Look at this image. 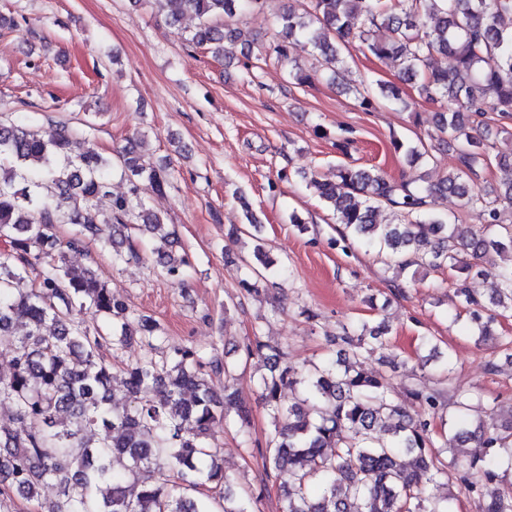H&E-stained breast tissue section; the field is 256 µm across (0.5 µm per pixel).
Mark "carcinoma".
<instances>
[{"instance_id": "carcinoma-1", "label": "carcinoma", "mask_w": 512, "mask_h": 512, "mask_svg": "<svg viewBox=\"0 0 512 512\" xmlns=\"http://www.w3.org/2000/svg\"><path fill=\"white\" fill-rule=\"evenodd\" d=\"M201 19L188 42L224 55V41L250 44L228 20L262 7L266 0H164ZM281 40L268 51L288 63L301 48L321 58L339 76L340 48L356 41L377 59L391 61L404 81H416L420 99L435 108L430 144L392 139L394 150L411 163L429 164L451 151L454 168L435 182L411 184L372 169L336 167L335 179L313 180L320 198L352 238L385 253L389 262L416 277L419 270L458 273L454 288L468 315V328L482 342L495 335L498 312L512 313V259L500 267L489 300L469 281L483 276L493 253L512 256V155L492 154V132H512V0H305L302 11L278 18ZM384 28L389 38L380 40ZM440 53L444 68L429 61ZM359 107L373 112L380 97H391L407 111L411 103L393 88L355 90ZM67 130L45 137L28 124L0 121V336L13 337L11 371L0 374V404L11 413L0 418V512H15V500L37 503V512H256L257 501L232 486L220 449L210 442L214 427L235 410L245 431L251 409L231 390L235 366L195 348L161 350L157 323L133 320L118 295L90 268L78 270L67 254L85 241L112 246V263L140 260L128 231L171 236L163 217L146 208L142 194H162L167 168L153 166L134 139L103 156L83 148ZM493 168L496 194L482 187ZM120 173L129 194L112 195ZM459 199V213L435 210L443 194ZM110 198V209L99 201ZM385 206L395 224H380ZM471 216L480 226L467 223ZM62 224L78 226L70 238ZM127 249H122V246ZM243 263L244 291H257L269 275L285 277L288 266L271 259L256 238L252 261L224 250L225 265ZM187 254H161L159 275L182 280ZM103 320L106 335L91 329L86 314ZM25 334L14 335L17 322ZM138 341L149 348L142 360L124 368L129 403L112 406V365L105 350ZM330 343L345 354L309 369L284 361L285 353L256 336L244 360L273 362L258 381L259 398L275 422L266 446L262 484L280 489L282 512H454L433 488L443 478L456 482L478 512H512V488L500 486V468L512 467V418L489 428L467 426L461 414L452 432L435 444L432 428L448 410L441 387L451 359L436 367L440 387L408 386L422 408L411 415L393 400L388 376L353 364L362 353L385 344L383 333L362 323L343 328ZM293 400L283 401V392ZM395 421L391 436L377 428ZM475 441L485 449L480 475L476 462L454 464L441 458L458 443ZM410 456L404 467L397 458ZM57 488L41 499V487Z\"/></svg>"}]
</instances>
